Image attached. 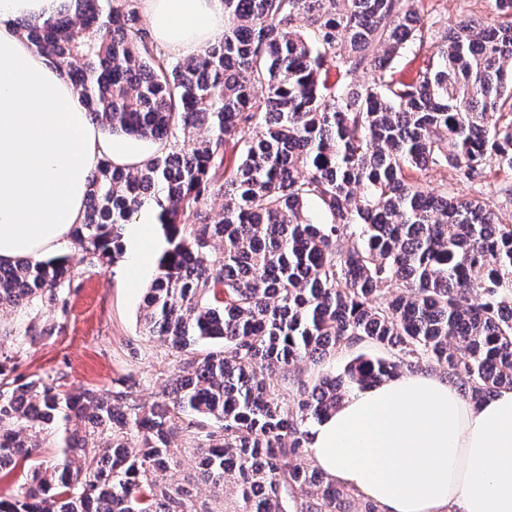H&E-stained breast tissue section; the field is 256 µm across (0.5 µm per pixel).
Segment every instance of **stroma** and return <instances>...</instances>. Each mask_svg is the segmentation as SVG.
<instances>
[{"label":"stroma","mask_w":512,"mask_h":512,"mask_svg":"<svg viewBox=\"0 0 512 512\" xmlns=\"http://www.w3.org/2000/svg\"><path fill=\"white\" fill-rule=\"evenodd\" d=\"M419 9L425 22L439 27L501 20L492 0H421ZM510 181L511 172H494L481 183L457 185L456 193L495 203L503 222L512 223V203L501 193L503 184ZM61 253L76 265L79 275L65 291V311L40 313L41 320L55 324L53 335L28 344L16 333L26 319L25 311L0 313V352L12 356L14 376H57L65 388L75 389L108 385L131 374L142 382L143 401L157 399L172 358L165 345L147 335L141 317L157 254L142 259L129 254L117 264L90 267L73 246L62 248Z\"/></svg>","instance_id":"stroma-1"}]
</instances>
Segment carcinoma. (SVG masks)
<instances>
[{
  "label": "carcinoma",
  "mask_w": 512,
  "mask_h": 512,
  "mask_svg": "<svg viewBox=\"0 0 512 512\" xmlns=\"http://www.w3.org/2000/svg\"><path fill=\"white\" fill-rule=\"evenodd\" d=\"M76 2L19 28L98 127L158 148L131 169L100 161L71 240L88 265L114 263L123 227L153 210L165 247L142 319L173 365L148 404L132 374L65 390L10 377L0 353V472L45 440L58 449L0 512H212L174 479L183 446L239 512H380L298 463L314 423L421 362L475 403L512 388V224L454 187L512 172V40L463 22L401 80L420 0H224V34L182 59L157 48L137 0ZM430 166L452 172L438 193L411 181ZM76 275L66 257L0 263V310L64 312ZM54 330L33 321L24 338ZM363 343L391 356L275 396L276 374Z\"/></svg>",
  "instance_id": "cac0c4a2"
}]
</instances>
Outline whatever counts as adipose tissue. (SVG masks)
Masks as SVG:
<instances>
[{
	"instance_id": "obj_1",
	"label": "adipose tissue",
	"mask_w": 512,
	"mask_h": 512,
	"mask_svg": "<svg viewBox=\"0 0 512 512\" xmlns=\"http://www.w3.org/2000/svg\"><path fill=\"white\" fill-rule=\"evenodd\" d=\"M156 44L187 58L224 32L223 0H143ZM57 0H0V262L67 245L102 158L142 152L103 137L72 84L30 46L24 19ZM315 465L382 512H512V389L474 403L437 377L400 374L347 395L310 432Z\"/></svg>"
}]
</instances>
